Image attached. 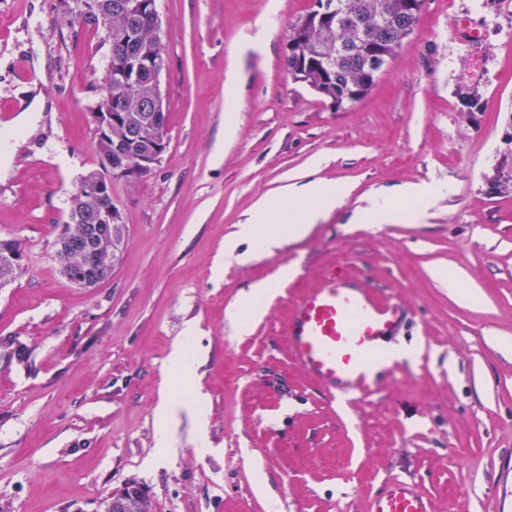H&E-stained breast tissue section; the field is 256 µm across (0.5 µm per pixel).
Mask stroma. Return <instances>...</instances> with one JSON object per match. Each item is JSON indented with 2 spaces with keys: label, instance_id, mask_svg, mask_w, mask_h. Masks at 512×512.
I'll list each match as a JSON object with an SVG mask.
<instances>
[{
  "label": "stroma",
  "instance_id": "stroma-1",
  "mask_svg": "<svg viewBox=\"0 0 512 512\" xmlns=\"http://www.w3.org/2000/svg\"><path fill=\"white\" fill-rule=\"evenodd\" d=\"M157 0L168 148L137 189L112 185L122 258L94 288L54 258L69 199L97 166L92 107L103 34L58 0H0V238L24 252L0 288V512H68L137 482L161 512H370L395 480L430 512H512V0H424L413 32L357 103L289 78L292 27L315 0ZM485 34L472 49L467 30ZM239 115L224 138L227 99ZM39 100L34 121L22 109ZM347 184L302 239L241 265L224 243L266 195L309 174ZM450 185L416 223L357 224L369 196ZM294 268L238 335L250 287ZM338 269L413 311L408 359L339 404L291 357L296 298ZM456 276L471 303L439 275ZM194 326L188 385L168 366ZM208 398L212 452L180 412L160 459L163 396Z\"/></svg>",
  "mask_w": 512,
  "mask_h": 512
}]
</instances>
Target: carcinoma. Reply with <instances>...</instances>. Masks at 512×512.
I'll return each mask as SVG.
<instances>
[{
	"mask_svg": "<svg viewBox=\"0 0 512 512\" xmlns=\"http://www.w3.org/2000/svg\"><path fill=\"white\" fill-rule=\"evenodd\" d=\"M105 5L103 18L75 11L70 0H59V9L80 25L101 30L103 44L112 52V70L122 68L135 57L148 65L135 82L115 85L105 81L101 101L93 108L100 110L109 97L117 98L114 112L125 118L112 125L110 133L95 135L98 166L86 171L79 180L70 202L67 221L60 235L62 246L56 249L61 271L68 272L77 286L94 288L112 275L120 254L111 264L99 266L91 259L90 250L101 239L110 236V225L95 223L94 216L109 207L110 200L86 192L89 180L101 173L105 158L115 147L131 152L146 149V144L133 138L150 121L155 112L154 67L164 61L165 45L161 22L148 10V0H97ZM350 11L348 25L338 29L327 12L336 0H316L293 27L288 43L293 58L284 62L292 81L305 85L328 98L337 107L363 99L375 83L380 64L393 58L403 41L413 32L418 18L413 13L416 0H346ZM22 254L19 243L0 240V286L18 277L12 266V255Z\"/></svg>",
	"mask_w": 512,
	"mask_h": 512,
	"instance_id": "cac0c4a2",
	"label": "carcinoma"
}]
</instances>
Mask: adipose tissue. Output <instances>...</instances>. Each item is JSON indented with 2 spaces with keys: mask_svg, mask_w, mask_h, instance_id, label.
Returning a JSON list of instances; mask_svg holds the SVG:
<instances>
[{
  "mask_svg": "<svg viewBox=\"0 0 512 512\" xmlns=\"http://www.w3.org/2000/svg\"><path fill=\"white\" fill-rule=\"evenodd\" d=\"M446 185L427 186L410 184L399 192L374 194L367 207L359 210L357 220L362 224H389L414 221L423 214V208L435 196L449 193ZM348 195L345 184L323 179L294 182L278 194L260 199L246 224L240 225L234 238L225 241L226 256L238 263H246L254 256L272 253L284 242L302 237L310 225L318 223L326 214L338 208ZM417 200L416 208L405 205L406 200ZM186 410L196 425V446L209 451L207 398L194 394L186 405L166 398L156 414L159 426L156 445L164 450L172 448V421L179 410Z\"/></svg>",
  "mask_w": 512,
  "mask_h": 512,
  "instance_id": "adipose-tissue-1",
  "label": "adipose tissue"
}]
</instances>
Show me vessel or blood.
Returning <instances> with one entry per match:
<instances>
[{
	"label": "vessel or blood",
	"instance_id": "obj_1",
	"mask_svg": "<svg viewBox=\"0 0 512 512\" xmlns=\"http://www.w3.org/2000/svg\"><path fill=\"white\" fill-rule=\"evenodd\" d=\"M406 313L400 299L329 272L294 303L284 334L294 361L324 388L344 395L376 384L368 363ZM372 512H428V506L413 484L396 481L374 498Z\"/></svg>",
	"mask_w": 512,
	"mask_h": 512
}]
</instances>
